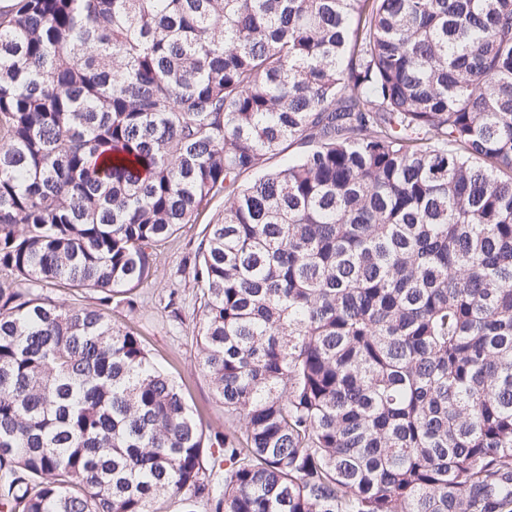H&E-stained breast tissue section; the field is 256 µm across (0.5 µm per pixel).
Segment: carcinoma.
Returning a JSON list of instances; mask_svg holds the SVG:
<instances>
[{
	"label": "carcinoma",
	"mask_w": 512,
	"mask_h": 512,
	"mask_svg": "<svg viewBox=\"0 0 512 512\" xmlns=\"http://www.w3.org/2000/svg\"><path fill=\"white\" fill-rule=\"evenodd\" d=\"M220 194L210 436L106 310ZM1 272L3 512H512V0H17ZM44 292L49 293L67 306L81 307L96 305L95 298L97 295L95 293H76L58 286L46 287L44 288Z\"/></svg>",
	"instance_id": "1"
}]
</instances>
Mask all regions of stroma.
<instances>
[{"label":"stroma","instance_id":"35a3bbf8","mask_svg":"<svg viewBox=\"0 0 512 512\" xmlns=\"http://www.w3.org/2000/svg\"><path fill=\"white\" fill-rule=\"evenodd\" d=\"M223 212V197H214L203 208L197 223L184 225L175 237L159 247L157 276L137 289L136 311L131 313L118 306L110 312L115 323L134 326L154 363L179 382L188 403L198 411L204 430L209 432L223 430L224 406L198 366L196 337L200 330V312L192 282L179 286L183 302L180 320H173L166 303L171 273L201 240L206 224Z\"/></svg>","mask_w":512,"mask_h":512}]
</instances>
